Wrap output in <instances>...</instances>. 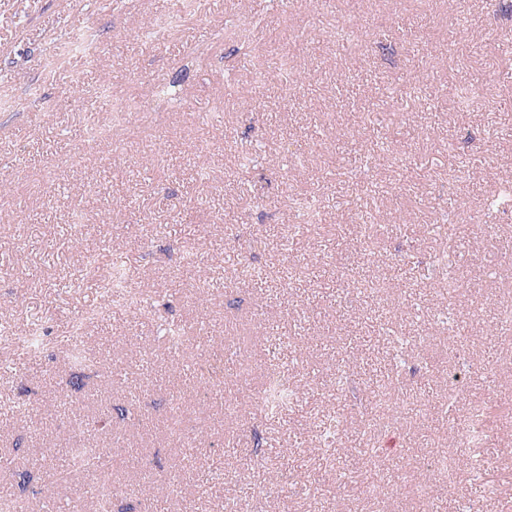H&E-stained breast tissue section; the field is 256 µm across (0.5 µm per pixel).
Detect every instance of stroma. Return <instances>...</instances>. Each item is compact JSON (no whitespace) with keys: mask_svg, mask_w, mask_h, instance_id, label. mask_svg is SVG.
<instances>
[{"mask_svg":"<svg viewBox=\"0 0 512 512\" xmlns=\"http://www.w3.org/2000/svg\"><path fill=\"white\" fill-rule=\"evenodd\" d=\"M176 2L0 0V329L45 331L34 360L0 346L14 365L0 373V455L14 460L0 490L92 512L65 455L85 420L91 444L134 459L112 461L124 512H225L236 498L244 512H512V208L485 206L512 175L507 0H196L175 28L153 25ZM283 60L293 84L256 75ZM117 87L153 136L92 139ZM458 87L474 91L467 109ZM76 152L84 164L64 166ZM293 193L322 212L299 237ZM448 249L451 294L435 277ZM89 252L127 257L157 305L91 324L101 360L80 368L67 327L104 305ZM245 265L273 287L241 279ZM165 320L186 326L179 354L156 331ZM204 360L237 385L206 378ZM276 366L297 393L280 422L243 396ZM448 371L462 376L453 401ZM384 392L411 410L378 411ZM476 401L491 407L482 460L471 478L440 476L435 450L466 453L446 407ZM127 405L134 418H108ZM332 416L338 443L291 441Z\"/></svg>","mask_w":512,"mask_h":512,"instance_id":"1","label":"stroma"}]
</instances>
